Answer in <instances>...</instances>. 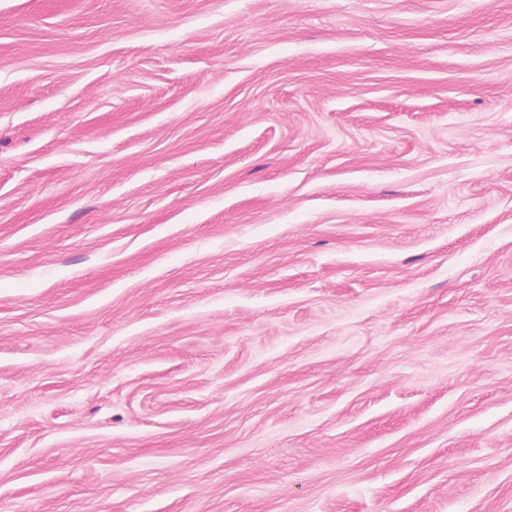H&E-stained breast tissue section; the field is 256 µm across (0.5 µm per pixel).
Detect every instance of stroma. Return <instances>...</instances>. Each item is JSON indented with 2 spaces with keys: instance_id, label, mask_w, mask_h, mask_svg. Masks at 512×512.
Segmentation results:
<instances>
[{
  "instance_id": "stroma-1",
  "label": "stroma",
  "mask_w": 512,
  "mask_h": 512,
  "mask_svg": "<svg viewBox=\"0 0 512 512\" xmlns=\"http://www.w3.org/2000/svg\"><path fill=\"white\" fill-rule=\"evenodd\" d=\"M0 512H512V0H0Z\"/></svg>"
}]
</instances>
